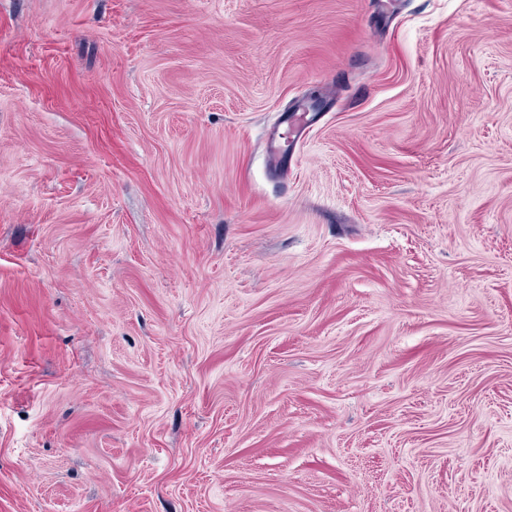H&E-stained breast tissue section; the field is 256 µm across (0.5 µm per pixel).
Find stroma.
<instances>
[{
	"label": "stroma",
	"instance_id": "obj_1",
	"mask_svg": "<svg viewBox=\"0 0 512 512\" xmlns=\"http://www.w3.org/2000/svg\"><path fill=\"white\" fill-rule=\"evenodd\" d=\"M0 512H512V0H0Z\"/></svg>",
	"mask_w": 512,
	"mask_h": 512
}]
</instances>
